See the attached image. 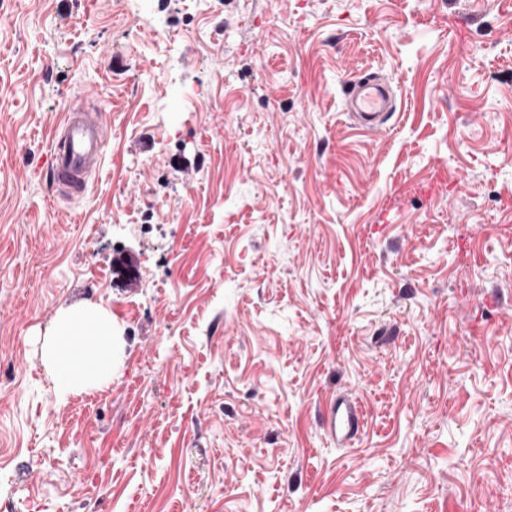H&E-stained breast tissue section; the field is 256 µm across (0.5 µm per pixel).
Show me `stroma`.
<instances>
[{
    "mask_svg": "<svg viewBox=\"0 0 512 512\" xmlns=\"http://www.w3.org/2000/svg\"><path fill=\"white\" fill-rule=\"evenodd\" d=\"M78 308L119 356L67 390ZM0 512H512V0H0ZM392 102L387 82L375 74H361L348 83L343 108L360 130L376 133L392 117ZM104 112L68 104L52 133L50 177L67 195L85 191L100 169L107 137ZM115 350L112 325L102 314L75 310L58 323L47 357L65 388L111 379ZM322 425L331 441L347 446L364 432L365 417L359 401L337 395L324 410Z\"/></svg>",
    "mask_w": 512,
    "mask_h": 512,
    "instance_id": "stroma-1",
    "label": "stroma"
}]
</instances>
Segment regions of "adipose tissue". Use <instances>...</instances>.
<instances>
[{
    "label": "adipose tissue",
    "mask_w": 512,
    "mask_h": 512,
    "mask_svg": "<svg viewBox=\"0 0 512 512\" xmlns=\"http://www.w3.org/2000/svg\"><path fill=\"white\" fill-rule=\"evenodd\" d=\"M115 350L112 326L102 314L76 310L58 323L47 357L62 386L73 387L90 378L111 379Z\"/></svg>",
    "instance_id": "1"
}]
</instances>
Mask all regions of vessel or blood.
<instances>
[{
  "instance_id": "1",
  "label": "vessel or blood",
  "mask_w": 512,
  "mask_h": 512,
  "mask_svg": "<svg viewBox=\"0 0 512 512\" xmlns=\"http://www.w3.org/2000/svg\"><path fill=\"white\" fill-rule=\"evenodd\" d=\"M393 93L383 79L361 74L347 87L343 108L355 125L368 133L383 130L393 115ZM107 124L100 108L68 105L51 136L50 177L71 195L85 191L100 169ZM322 425L328 438L344 447L364 431L365 417L358 400L339 396L325 409Z\"/></svg>"
}]
</instances>
